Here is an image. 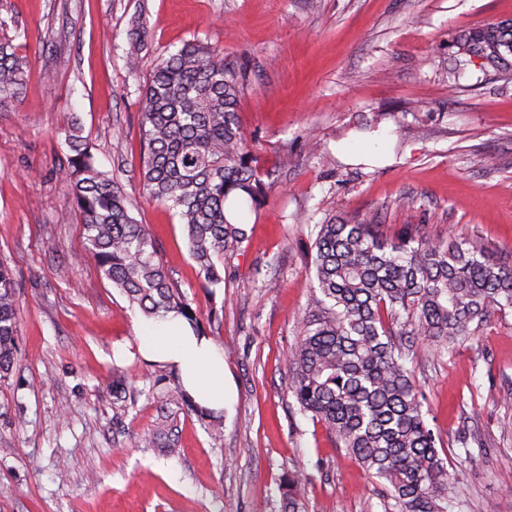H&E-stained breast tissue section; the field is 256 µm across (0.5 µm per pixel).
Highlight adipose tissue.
<instances>
[{
	"mask_svg": "<svg viewBox=\"0 0 512 512\" xmlns=\"http://www.w3.org/2000/svg\"><path fill=\"white\" fill-rule=\"evenodd\" d=\"M138 351L147 359L175 365L184 389L203 407L224 408V354L205 336L195 335L186 321L170 315L141 320L136 328Z\"/></svg>",
	"mask_w": 512,
	"mask_h": 512,
	"instance_id": "adipose-tissue-1",
	"label": "adipose tissue"
}]
</instances>
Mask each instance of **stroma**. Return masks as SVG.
Here are the masks:
<instances>
[{
	"label": "stroma",
	"mask_w": 512,
	"mask_h": 512,
	"mask_svg": "<svg viewBox=\"0 0 512 512\" xmlns=\"http://www.w3.org/2000/svg\"><path fill=\"white\" fill-rule=\"evenodd\" d=\"M137 15L149 36L133 74ZM0 19L25 31L29 61L21 103L0 112V261L20 306L18 364L0 380V512H280L299 462L308 512H384L381 486L291 407L284 354L314 285L300 227L376 215L389 237L424 224L512 260V82L475 62L456 88L443 78L454 37L512 19V0H0ZM190 41L245 70L247 147L275 180L212 294L140 178L141 91ZM75 117L224 353L221 440L184 411L179 452L160 457L138 444L153 399L113 417V374L140 390L151 366L141 314L100 276L59 182ZM411 366L444 447L470 454L448 512H512V314L450 353L414 343Z\"/></svg>",
	"instance_id": "stroma-1"
}]
</instances>
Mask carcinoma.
<instances>
[{"label": "carcinoma", "mask_w": 512, "mask_h": 512, "mask_svg": "<svg viewBox=\"0 0 512 512\" xmlns=\"http://www.w3.org/2000/svg\"><path fill=\"white\" fill-rule=\"evenodd\" d=\"M18 28L0 23V112L19 103L28 68L19 55ZM148 32L133 21L128 70L139 69ZM449 77L473 55L512 81V19L461 31ZM241 71L199 43H186L152 70L139 99L140 176L148 196L178 216L190 255L208 286L224 283L226 260L247 237L242 215L261 204L264 182L246 149L237 101ZM68 154L60 182L97 267L130 306L146 317L170 312L202 329L187 295L170 280L152 234L130 214L122 185L95 165L94 146L75 120L63 130ZM314 288L295 343L285 354L288 392L297 412L322 423L336 445L382 481L388 512H448L451 474L442 442L429 425L423 395L408 367L420 340L436 352L474 336L491 314L512 311V264L488 258L476 244L431 237L424 224H408L385 238L365 224L328 219L313 226ZM19 303L13 271L0 264V379L18 357ZM145 394L161 416L140 443L162 456L179 448V410L192 406L182 385ZM130 390L112 376V404L126 408ZM307 473L300 466L282 483L283 512H306Z\"/></svg>", "instance_id": "carcinoma-1"}]
</instances>
